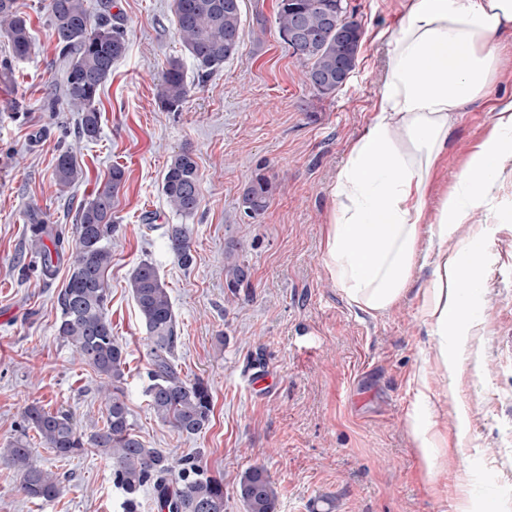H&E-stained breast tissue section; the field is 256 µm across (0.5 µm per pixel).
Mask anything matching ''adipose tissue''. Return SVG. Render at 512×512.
Instances as JSON below:
<instances>
[{"label": "adipose tissue", "instance_id": "ef3b65f1", "mask_svg": "<svg viewBox=\"0 0 512 512\" xmlns=\"http://www.w3.org/2000/svg\"><path fill=\"white\" fill-rule=\"evenodd\" d=\"M404 10L374 115L332 187L323 263L348 302L375 315L404 298L420 254H431L423 313L443 336L462 320L465 291L483 276L468 259L478 236L460 241L456 232L512 163V100L498 108L435 214L427 202L456 112L484 98L498 75V42L512 37V0H405ZM429 222L435 230L425 241L421 227Z\"/></svg>", "mask_w": 512, "mask_h": 512}]
</instances>
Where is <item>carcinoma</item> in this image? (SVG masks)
Listing matches in <instances>:
<instances>
[{
    "label": "carcinoma",
    "instance_id": "1",
    "mask_svg": "<svg viewBox=\"0 0 512 512\" xmlns=\"http://www.w3.org/2000/svg\"><path fill=\"white\" fill-rule=\"evenodd\" d=\"M88 0H48V21L55 49L62 65V98L50 102L59 110L60 102L82 113L79 136L97 137L100 112L97 96L112 75V66L125 52L126 30L121 19L108 9L91 19ZM243 0H174L176 34L192 58L201 84L238 53L242 34ZM303 22L299 48L292 51L303 64V82L322 96L341 88L336 74L355 69L362 43V30L348 12L346 0H277L276 31L285 39ZM0 35L7 39L10 58L28 59L34 50L29 23L18 14L15 0H0ZM192 86L184 77L179 58L168 61L157 97L166 112H178L190 98ZM83 177V170L71 150L56 160L54 178L66 189ZM126 182V172L112 167L105 184L94 197L81 205L76 216L75 250L65 256L64 238L54 236V248L43 242L48 226H29L33 246L40 252V273L52 278L60 264L69 261V279L61 289L57 304L61 320L58 336L70 343L80 361L102 379L106 407L105 425L88 434L81 432L73 418L62 411L51 412L32 404L23 414L20 435L5 454L20 476V490L34 500L53 499L60 481L36 467L28 431L39 436L44 447L59 457L93 450L112 460V483L124 496V512H137L140 489L151 485L161 496L162 512H224V479L207 474L198 459L188 456L176 463L157 448L149 447L129 422L124 381L126 354L112 336L107 316L109 287L107 272L112 265V234L115 232L114 200ZM162 191L175 214L190 217L198 209V166L188 150L177 153L168 164ZM272 184L257 174L244 188L241 207L245 215H261L269 205ZM169 248L183 263L192 261L188 229L184 224L166 228ZM227 287L237 289L247 283L245 266L234 255L224 265ZM128 288L139 310L149 347L150 369L146 396L157 419L180 434L200 433L212 412L210 386L197 379L181 377L172 355L179 339L176 319L167 289L157 267L139 263L130 274ZM239 496L246 512H277L275 483L262 467L247 469L239 480Z\"/></svg>",
    "mask_w": 512,
    "mask_h": 512
}]
</instances>
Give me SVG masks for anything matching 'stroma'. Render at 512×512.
<instances>
[{
	"label": "stroma",
	"mask_w": 512,
	"mask_h": 512,
	"mask_svg": "<svg viewBox=\"0 0 512 512\" xmlns=\"http://www.w3.org/2000/svg\"><path fill=\"white\" fill-rule=\"evenodd\" d=\"M347 3L363 31L359 59L349 82L323 97L303 85L300 60L278 37L276 0H244L240 49L202 84L177 38L173 0H112L127 46L100 91V134L87 141L77 136L79 113L44 107L60 93L47 0H16L35 51L0 81V512H122L111 463L96 452L62 459L30 435L34 463L60 479L47 502L22 494L3 454L28 405L66 411L87 433L106 419L99 376L57 334L69 266L40 275L28 216L38 213L73 240L79 205L115 164L127 180L114 209L107 313L127 352L129 421L151 447L173 459L199 456L223 477L224 512H245L236 485L251 467L274 481L278 512H512V184L459 230L484 237V280L447 336L434 335L422 312L431 267L415 271L399 304L373 315L351 305L323 265L331 188L373 116L387 44L404 15V0ZM173 57L194 85L179 112L164 111L157 98ZM501 68L488 95L457 113L429 209L486 137L498 100L512 97L511 41ZM64 147L84 171L66 190L53 178ZM183 149L200 175V206L187 218L162 192L165 169ZM258 173L273 194L251 218L240 195ZM181 222L188 266L165 236ZM230 248L251 270L235 294L224 281ZM144 260L169 291L180 336L175 365L212 391L210 422L191 437L163 425L145 395L149 351L128 288ZM443 347L455 373L440 362ZM260 370L273 379L262 391L248 382ZM419 405L437 421L429 470L407 426Z\"/></svg>",
	"instance_id": "stroma-1"
}]
</instances>
